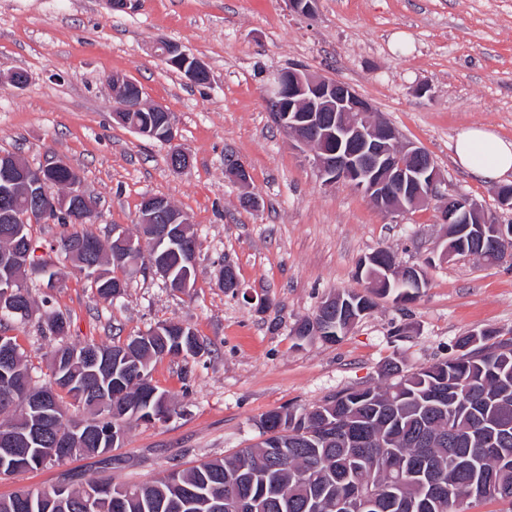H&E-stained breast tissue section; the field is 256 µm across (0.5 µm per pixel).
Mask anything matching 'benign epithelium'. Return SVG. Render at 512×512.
Here are the masks:
<instances>
[{
    "label": "benign epithelium",
    "instance_id": "7a95c632",
    "mask_svg": "<svg viewBox=\"0 0 512 512\" xmlns=\"http://www.w3.org/2000/svg\"><path fill=\"white\" fill-rule=\"evenodd\" d=\"M286 2L300 17L315 13L316 0ZM158 49L192 84L201 82L207 73L201 61L175 44L161 42ZM110 84L116 101L113 118L121 124H128V112L165 111L161 105L147 103L142 89L130 80L114 76ZM268 97L277 123L297 143L312 149L313 164L325 184L343 182L390 215L428 205L438 197L442 176L431 155L412 143H401L395 127L377 118L370 102L347 83L290 68L271 76ZM137 133L173 147L178 142L176 123L169 119L159 132L139 129ZM62 164L54 159L33 166L15 155L0 154V216L10 224L24 223L32 212L63 215L80 203L96 213L95 204L78 184L65 191L53 186L49 175ZM226 173L240 185L250 181L248 168L240 161H227ZM138 223L162 225L161 237L175 245L180 225L189 223V218L167 200L150 195L141 202ZM438 223L492 224L494 220L471 200L449 196L438 208ZM398 278L414 288L426 287L418 266L399 269Z\"/></svg>",
    "mask_w": 512,
    "mask_h": 512
}]
</instances>
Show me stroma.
<instances>
[{
  "label": "stroma",
  "mask_w": 512,
  "mask_h": 512,
  "mask_svg": "<svg viewBox=\"0 0 512 512\" xmlns=\"http://www.w3.org/2000/svg\"><path fill=\"white\" fill-rule=\"evenodd\" d=\"M161 41L201 59L209 83H187L158 57ZM290 67L351 85L403 141L431 154L442 193L512 223L497 184L476 180L452 150L469 127L512 139V0H317L311 18L286 0H140L128 13L107 0H0V74L28 75L21 88L0 83V153L34 166L64 158L97 203L91 229L100 239L115 226L141 237V201L158 195L188 215L198 240L193 288L174 292L153 271H129L123 294L108 303L71 262L51 257L62 226L32 225L35 260L53 258L61 280L51 288L29 272L35 307L11 330L35 385L46 381L47 353L59 344L110 345L175 320L207 346L202 357L153 366L178 415L130 422L123 446L109 453L0 477V497L92 479L143 484L256 443L269 412L385 386L387 363L415 369L448 358L471 330L512 331V261L443 258L448 228L436 204L391 216L345 183L323 184L311 151L275 124L267 103L270 74ZM112 76L175 115L189 168H172L169 145L113 119ZM230 157L248 167V186L228 180ZM250 194L259 207L244 204ZM380 248L424 268L422 294L406 305L376 297L336 342L298 338L296 324L328 296L367 293L359 265ZM227 263L241 293L219 284ZM47 296L68 321L65 336L45 331Z\"/></svg>",
  "instance_id": "obj_1"
}]
</instances>
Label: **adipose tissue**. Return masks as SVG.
<instances>
[{"mask_svg": "<svg viewBox=\"0 0 512 512\" xmlns=\"http://www.w3.org/2000/svg\"><path fill=\"white\" fill-rule=\"evenodd\" d=\"M453 151L456 162L482 182H496L512 173V141L496 133L479 127L462 131Z\"/></svg>", "mask_w": 512, "mask_h": 512, "instance_id": "adipose-tissue-1", "label": "adipose tissue"}]
</instances>
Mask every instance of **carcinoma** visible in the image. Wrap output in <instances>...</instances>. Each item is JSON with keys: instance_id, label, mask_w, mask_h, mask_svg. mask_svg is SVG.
<instances>
[{"instance_id": "carcinoma-1", "label": "carcinoma", "mask_w": 512, "mask_h": 512, "mask_svg": "<svg viewBox=\"0 0 512 512\" xmlns=\"http://www.w3.org/2000/svg\"><path fill=\"white\" fill-rule=\"evenodd\" d=\"M53 221L67 228L57 240L58 251L79 271L95 275L99 299L113 300L120 281L114 270H150L155 256L174 270L169 288L185 290L184 253L197 249L193 225H183L178 250L161 243L156 253L146 254L131 237L123 247L86 228L76 229L70 215ZM30 228L0 223V248L33 251ZM68 240L90 242L93 250L69 253ZM448 243L491 265L504 258L505 245L493 224L485 227L482 239L454 227ZM377 255L375 292L403 298L404 285L390 273L396 268L395 254L382 249ZM342 294L346 303L328 317L323 339L329 342L372 307L357 292ZM42 305L50 335H65L67 321L53 309L51 298L44 297ZM0 345L12 351L10 359L0 360V437L29 418L44 420L41 438L29 453L45 463L108 453L121 445L130 421L170 418L176 405L152 383V362L166 355L195 358L206 351L189 326L162 321L125 343L55 348L53 360L61 352H95L108 360L109 372L98 377L81 358H62L49 382L35 387L15 338L3 330ZM455 348V355L418 369L388 364L386 376L393 382L385 388L349 389L310 408L268 414L260 426L271 437L224 459L205 460L188 470L173 468L133 487L102 481L108 494L94 502L95 512H216V500L224 504L222 512H236L228 501L234 493L252 501L249 512H311L313 502L319 512H468L471 504L486 500L512 505V339L492 330L471 331L458 337ZM63 394L89 417L80 422L66 418ZM40 395L47 397L49 409L32 406ZM336 422L371 441L356 445L315 435ZM64 439L71 451L51 454ZM487 447L496 453L485 454ZM83 494L80 488L22 490L0 498V512H41L38 504L50 496L58 500L51 512H84Z\"/></svg>"}]
</instances>
